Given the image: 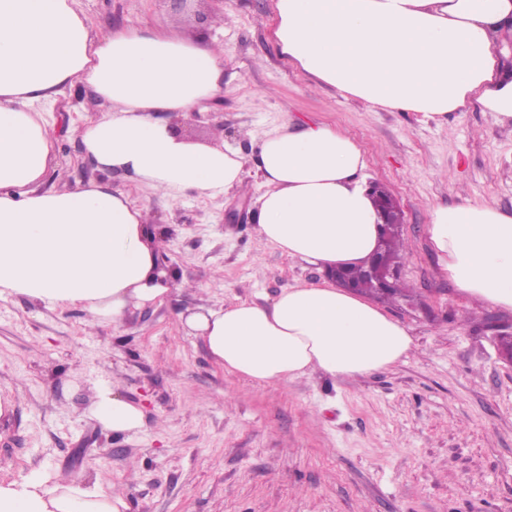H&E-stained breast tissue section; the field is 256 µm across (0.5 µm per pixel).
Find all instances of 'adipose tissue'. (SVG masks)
I'll use <instances>...</instances> for the list:
<instances>
[{"instance_id":"1","label":"adipose tissue","mask_w":512,"mask_h":512,"mask_svg":"<svg viewBox=\"0 0 512 512\" xmlns=\"http://www.w3.org/2000/svg\"><path fill=\"white\" fill-rule=\"evenodd\" d=\"M78 0H0V297L50 309L82 307L120 322L169 287L145 209L106 182L47 190L55 159L50 106L88 82L108 112L84 125L101 168L133 172L169 200L216 199L257 180L259 237L289 257L359 265L378 247L379 213L361 147L326 124L268 132L252 159L172 134L168 116L224 92V53L174 25L138 21L99 36ZM281 56L371 106L444 120L479 103L512 124V73L494 53L512 43V0H274ZM428 235L442 270L471 298L512 310V214L481 204L439 206ZM225 371L265 386L314 372L352 379L408 357L407 329L328 282L295 285L271 302L241 301L186 318ZM91 415L133 435L143 415L114 385L94 388ZM97 476L76 482L35 471L0 482V512H127Z\"/></svg>"}]
</instances>
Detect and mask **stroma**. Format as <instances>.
<instances>
[{"label": "stroma", "mask_w": 512, "mask_h": 512, "mask_svg": "<svg viewBox=\"0 0 512 512\" xmlns=\"http://www.w3.org/2000/svg\"><path fill=\"white\" fill-rule=\"evenodd\" d=\"M79 4L96 34L144 17L222 44L224 93L182 121L187 141L221 140L247 156L291 121L333 126L361 145L367 184L384 186L402 211L400 279L414 293L380 307L414 347L354 381L315 373L272 387L226 373L184 315L265 304L323 281V270L258 240L252 191L166 201L135 174L94 165L78 132L62 125L45 188L103 180L129 192L162 236L164 270L188 286L117 324L88 323L79 307L0 297V396L13 401L0 419V480L101 473L130 512H512V365L497 339L512 311L466 297L427 233L438 206L512 211V129L477 103L440 125L317 85L279 55L272 0H189L181 11L171 0ZM105 109L85 84L53 105L56 117L84 120ZM115 378L143 410L137 434H112L88 415L92 387Z\"/></svg>", "instance_id": "stroma-1"}]
</instances>
